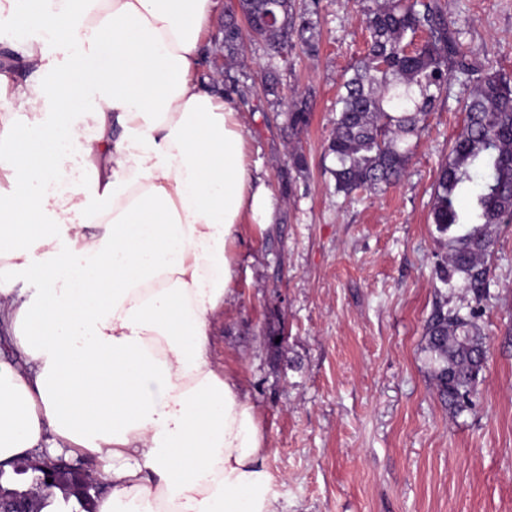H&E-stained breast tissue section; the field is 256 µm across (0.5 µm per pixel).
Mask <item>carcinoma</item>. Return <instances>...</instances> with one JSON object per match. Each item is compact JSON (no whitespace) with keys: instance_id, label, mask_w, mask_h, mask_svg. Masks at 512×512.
I'll list each match as a JSON object with an SVG mask.
<instances>
[{"instance_id":"carcinoma-1","label":"carcinoma","mask_w":512,"mask_h":512,"mask_svg":"<svg viewBox=\"0 0 512 512\" xmlns=\"http://www.w3.org/2000/svg\"><path fill=\"white\" fill-rule=\"evenodd\" d=\"M252 37L264 41L271 58L286 60L298 34L305 53L317 51L314 24L295 0H239ZM366 50L344 78L326 147L336 191H382L398 184L411 160L410 141L427 126L430 112L447 91L448 76L476 77L461 103L464 125L433 186L432 223L447 249L436 271L441 287L464 288L481 301L489 288L486 257L494 231L512 223V78L480 72L444 0H373L365 4ZM244 40L235 14L224 19V56L238 55ZM267 95L279 96L278 70L265 72ZM305 104L288 112V126H308ZM427 351L441 401L455 414L472 405L487 347L474 309L436 302L426 325ZM96 493L64 492L81 512H94Z\"/></svg>"}]
</instances>
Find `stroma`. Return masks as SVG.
I'll return each mask as SVG.
<instances>
[{
	"label": "stroma",
	"mask_w": 512,
	"mask_h": 512,
	"mask_svg": "<svg viewBox=\"0 0 512 512\" xmlns=\"http://www.w3.org/2000/svg\"><path fill=\"white\" fill-rule=\"evenodd\" d=\"M483 67L512 77V0H446ZM317 54L295 50L284 106L259 89L263 42L235 63L209 45L211 75L231 72L251 158L274 188V232L238 247V288L215 327L219 359L259 411L266 466L282 512H512V224L499 225L476 309L488 347L470 410L439 399L425 352L446 250L432 222L433 185L474 89L453 76L412 144L405 178L344 196L324 167L343 74L364 48L357 0H319ZM307 98L295 134L284 107ZM307 169L290 171L289 148ZM283 338L278 350L268 330Z\"/></svg>",
	"instance_id": "1"
}]
</instances>
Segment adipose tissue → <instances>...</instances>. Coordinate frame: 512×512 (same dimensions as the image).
I'll use <instances>...</instances> for the list:
<instances>
[{
  "instance_id": "1",
  "label": "adipose tissue",
  "mask_w": 512,
  "mask_h": 512,
  "mask_svg": "<svg viewBox=\"0 0 512 512\" xmlns=\"http://www.w3.org/2000/svg\"><path fill=\"white\" fill-rule=\"evenodd\" d=\"M220 7L0 0V327L17 352L0 353V469L88 463L95 512H281L256 407L216 364L238 245L278 216L241 112L201 75Z\"/></svg>"
}]
</instances>
